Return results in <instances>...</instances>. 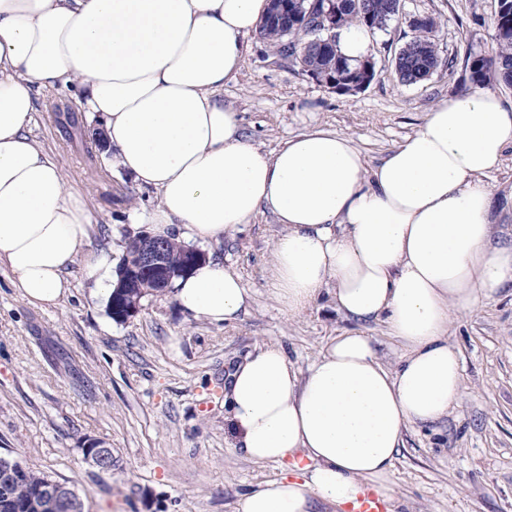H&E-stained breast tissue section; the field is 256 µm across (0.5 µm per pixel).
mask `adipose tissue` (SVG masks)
<instances>
[{
	"instance_id": "adipose-tissue-1",
	"label": "adipose tissue",
	"mask_w": 512,
	"mask_h": 512,
	"mask_svg": "<svg viewBox=\"0 0 512 512\" xmlns=\"http://www.w3.org/2000/svg\"><path fill=\"white\" fill-rule=\"evenodd\" d=\"M268 0H0V265L22 298L58 304L69 269L110 295L90 252L96 216L66 189L29 136L40 89H69L97 115L110 168L154 189L155 236L218 244L257 216L282 232L266 280L280 308L322 294L358 321L385 325L396 369L370 336L332 337L306 368L279 343L257 345L224 382L234 448L286 465L236 512H345L364 489L391 501L393 461L409 426L441 422L461 395L450 311L512 284V243L492 223L486 182L512 149V102L477 89L448 97L378 165L346 136L315 129L271 153L242 134L222 94ZM183 312L231 325L248 308L240 275L210 260L174 283Z\"/></svg>"
}]
</instances>
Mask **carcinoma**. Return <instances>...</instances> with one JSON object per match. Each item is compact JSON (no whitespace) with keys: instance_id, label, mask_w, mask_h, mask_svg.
<instances>
[{"instance_id":"carcinoma-1","label":"carcinoma","mask_w":512,"mask_h":512,"mask_svg":"<svg viewBox=\"0 0 512 512\" xmlns=\"http://www.w3.org/2000/svg\"><path fill=\"white\" fill-rule=\"evenodd\" d=\"M400 0H342L337 11L336 24L342 28L351 24L363 25L371 30H384L399 15ZM415 35L398 52L395 61L396 72L401 82L417 84L429 79L441 66L438 46L434 39L437 28L435 18L428 16L425 21L411 24ZM259 35L271 44L280 45L288 41L289 48L298 50L310 39L306 27L291 17L285 22L270 16L260 25ZM495 45L491 51L469 55L470 80L478 86L486 85L491 78L498 83L512 87V12L497 14ZM303 64L318 71H328L342 83L344 91L354 89L361 62L352 63L329 48L321 55H307ZM46 475L25 470L14 476L0 471V501L9 500L7 512H24V505L44 485Z\"/></svg>"}]
</instances>
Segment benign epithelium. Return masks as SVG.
<instances>
[{"instance_id":"1","label":"benign epithelium","mask_w":512,"mask_h":512,"mask_svg":"<svg viewBox=\"0 0 512 512\" xmlns=\"http://www.w3.org/2000/svg\"><path fill=\"white\" fill-rule=\"evenodd\" d=\"M305 0H271V11L274 13L291 11L292 14L304 19L309 28L321 34L315 44L321 48L334 45L336 41V0H326L327 7H318L313 0L304 5ZM131 256L127 271L119 273L120 279L114 295L121 297L130 288L138 287L146 292L150 285L159 292L171 288L172 280L189 274L195 267L206 261V254L197 248L186 249L187 257L178 269L171 268L166 262L167 244L162 238L149 234H141L130 241ZM141 310L140 301H124L123 304H111L113 319L125 322ZM83 461L91 467L101 470L112 468V452L97 446L82 449ZM29 512H84L83 501L78 493L65 483L50 479L40 489L36 497L28 504Z\"/></svg>"}]
</instances>
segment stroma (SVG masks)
<instances>
[{"label":"stroma","instance_id":"stroma-1","mask_svg":"<svg viewBox=\"0 0 512 512\" xmlns=\"http://www.w3.org/2000/svg\"><path fill=\"white\" fill-rule=\"evenodd\" d=\"M497 12L498 0H401L399 15L372 34L374 80L353 93L313 81L298 59L251 34L224 104L265 152L323 128L378 164L437 103L470 89L466 59L490 49ZM419 16L438 22L443 64L408 85L395 57ZM99 126L67 90L49 88L40 92L30 136L54 156L68 186L88 197L98 219L93 247L118 263L134 233L149 231L158 199L108 167L105 149L92 141ZM488 182L495 230L511 241L512 149ZM280 232L265 214L204 245L251 295L247 314L228 327L187 318L169 293L145 297L135 317L116 322L91 298L78 263L57 306H34L0 267V455L73 487L85 512H236L243 492L282 468L232 448L224 429L230 365L277 342L304 368L353 326L327 295L297 315L279 308L266 271ZM448 337L461 357V397L443 421L405 432L393 466L394 512H512V287L471 312L451 313ZM91 440L111 449V470L83 462Z\"/></svg>","mask_w":512,"mask_h":512}]
</instances>
